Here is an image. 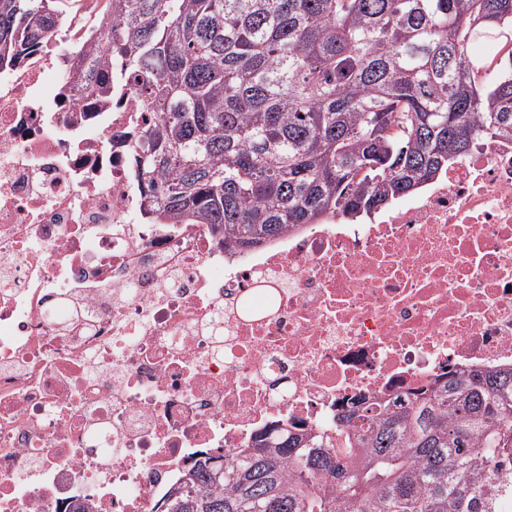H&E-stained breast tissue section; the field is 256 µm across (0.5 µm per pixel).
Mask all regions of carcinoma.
<instances>
[{
    "label": "carcinoma",
    "instance_id": "carcinoma-1",
    "mask_svg": "<svg viewBox=\"0 0 512 512\" xmlns=\"http://www.w3.org/2000/svg\"><path fill=\"white\" fill-rule=\"evenodd\" d=\"M57 0H0V67ZM81 90L112 57L154 115L132 156L154 224H209L224 251L416 193L487 139L512 140V0H107ZM344 455L272 425L184 471L160 512H512V369L353 403Z\"/></svg>",
    "mask_w": 512,
    "mask_h": 512
}]
</instances>
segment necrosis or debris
<instances>
[{"label": "necrosis or debris", "mask_w": 512, "mask_h": 512, "mask_svg": "<svg viewBox=\"0 0 512 512\" xmlns=\"http://www.w3.org/2000/svg\"><path fill=\"white\" fill-rule=\"evenodd\" d=\"M103 4L71 0L0 71V512H158L268 426L332 434L353 401L512 367V141L372 223L227 254L211 225L140 219L151 115L131 81L102 101L71 79Z\"/></svg>", "instance_id": "1"}]
</instances>
